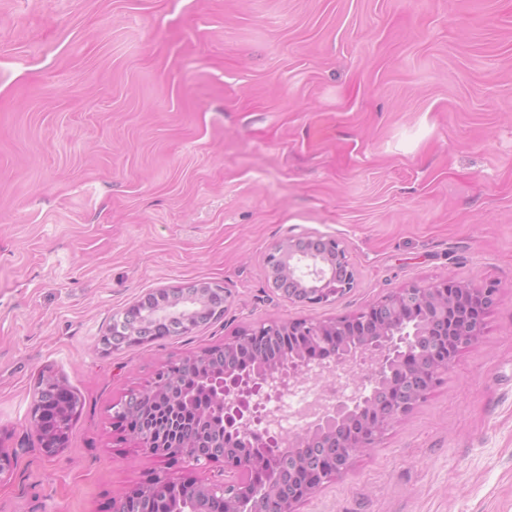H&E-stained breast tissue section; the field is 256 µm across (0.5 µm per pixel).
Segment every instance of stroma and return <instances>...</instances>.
Returning <instances> with one entry per match:
<instances>
[{
	"instance_id": "35a3bbf8",
	"label": "stroma",
	"mask_w": 512,
	"mask_h": 512,
	"mask_svg": "<svg viewBox=\"0 0 512 512\" xmlns=\"http://www.w3.org/2000/svg\"><path fill=\"white\" fill-rule=\"evenodd\" d=\"M337 239L356 282L292 302L266 256ZM496 286L479 341L297 512H512V0H0V512H112L155 476L113 407L263 322L333 320L415 283ZM221 318L104 349L160 288ZM51 376L64 450L31 425ZM66 402L68 405H78V399L75 395L64 387L56 384L46 383L45 386L39 391L38 407L44 403L49 405L54 403Z\"/></svg>"
}]
</instances>
